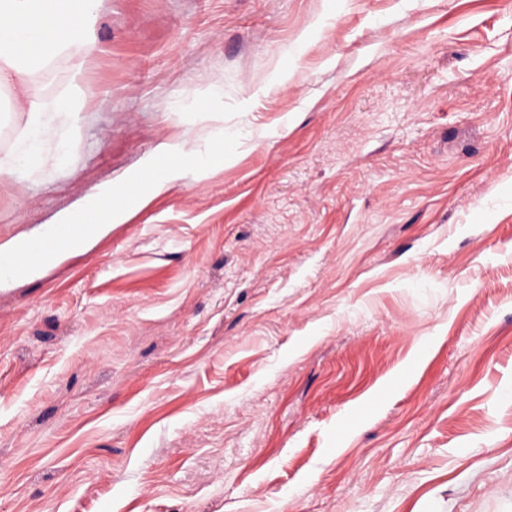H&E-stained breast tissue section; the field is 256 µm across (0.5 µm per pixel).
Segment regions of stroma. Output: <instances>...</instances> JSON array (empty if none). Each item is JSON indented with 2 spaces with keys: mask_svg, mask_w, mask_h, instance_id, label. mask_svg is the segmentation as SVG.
I'll use <instances>...</instances> for the list:
<instances>
[{
  "mask_svg": "<svg viewBox=\"0 0 512 512\" xmlns=\"http://www.w3.org/2000/svg\"><path fill=\"white\" fill-rule=\"evenodd\" d=\"M95 36L30 86L78 120L0 175V243L140 189L0 284V512H512V0H101ZM117 200L112 202V206L116 205ZM110 207L105 211L94 210V219L89 225L87 231L79 237L71 241L67 246L61 248L56 254L62 255L74 251L84 250L97 238L103 236L112 228V224L118 223L125 211V207L118 204Z\"/></svg>",
  "mask_w": 512,
  "mask_h": 512,
  "instance_id": "1",
  "label": "stroma"
}]
</instances>
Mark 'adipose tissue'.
Segmentation results:
<instances>
[{"mask_svg": "<svg viewBox=\"0 0 512 512\" xmlns=\"http://www.w3.org/2000/svg\"><path fill=\"white\" fill-rule=\"evenodd\" d=\"M98 0H0V87H26L52 61H71L81 77L94 52L90 36ZM24 124L16 147L0 157V173L16 168L36 170L44 162L43 145L50 140L62 113L49 111L39 100L24 98L14 105Z\"/></svg>", "mask_w": 512, "mask_h": 512, "instance_id": "obj_1", "label": "adipose tissue"}]
</instances>
